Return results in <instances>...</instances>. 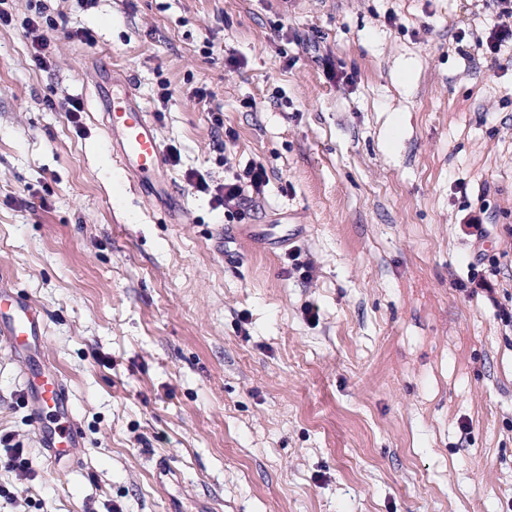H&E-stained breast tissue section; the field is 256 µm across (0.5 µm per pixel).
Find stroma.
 I'll return each instance as SVG.
<instances>
[{
    "mask_svg": "<svg viewBox=\"0 0 512 512\" xmlns=\"http://www.w3.org/2000/svg\"><path fill=\"white\" fill-rule=\"evenodd\" d=\"M30 4L8 0L0 25V272L46 315L84 446L46 463L30 365L1 341L0 434L34 477L0 469V512H512V66L475 49L493 9L46 0L39 68ZM91 53L179 149L180 222L113 158ZM254 163L269 182L239 209L188 181ZM480 210L478 244L463 227ZM285 222L293 241L231 265L212 245L218 225ZM481 250L499 257L480 267L492 302L470 281ZM162 462L180 481L157 482ZM45 4L40 3L38 7L35 5V12L27 21V31L31 38V46L33 48V59L37 66L41 67L47 64V54L50 48L51 40L44 33L41 19Z\"/></svg>",
    "mask_w": 512,
    "mask_h": 512,
    "instance_id": "obj_1",
    "label": "stroma"
}]
</instances>
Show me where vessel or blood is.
Listing matches in <instances>:
<instances>
[{
  "label": "vessel or blood",
  "mask_w": 512,
  "mask_h": 512,
  "mask_svg": "<svg viewBox=\"0 0 512 512\" xmlns=\"http://www.w3.org/2000/svg\"><path fill=\"white\" fill-rule=\"evenodd\" d=\"M85 63L95 70L93 96L112 134L113 156L143 193L167 200L171 212L183 213V199L174 194L168 176L161 133L141 104L134 84L112 73L98 56L86 57ZM44 334L40 307L0 285V338L13 348L24 349L30 360L41 361ZM42 369V377L25 382L23 400L42 432L45 459L59 468L73 459L81 445L82 431L69 411L63 380L51 364L43 363Z\"/></svg>",
  "instance_id": "obj_1"
}]
</instances>
